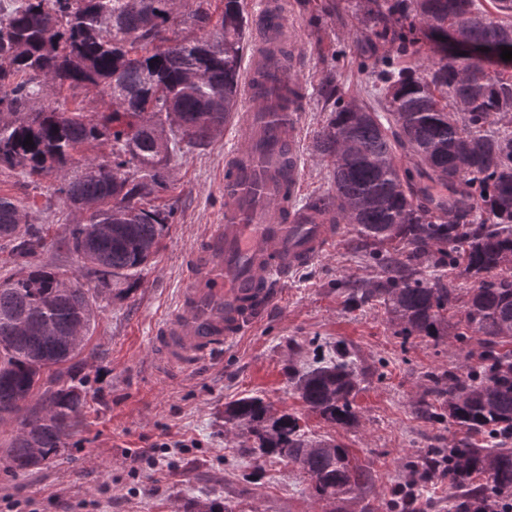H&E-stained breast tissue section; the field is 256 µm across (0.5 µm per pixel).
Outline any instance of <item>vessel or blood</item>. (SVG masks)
I'll use <instances>...</instances> for the list:
<instances>
[{
  "label": "vessel or blood",
  "mask_w": 512,
  "mask_h": 512,
  "mask_svg": "<svg viewBox=\"0 0 512 512\" xmlns=\"http://www.w3.org/2000/svg\"><path fill=\"white\" fill-rule=\"evenodd\" d=\"M280 0H262L261 26L283 27ZM267 45L257 40L245 84L250 107L238 115L262 152L231 150L224 163V215L190 255L187 286L176 310L155 336L157 357L179 371L208 361L266 312L279 286L297 269L330 251L336 227L312 223L296 208L299 190L300 114L261 112L254 83Z\"/></svg>",
  "instance_id": "obj_1"
}]
</instances>
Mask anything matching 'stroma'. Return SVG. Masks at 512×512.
Returning a JSON list of instances; mask_svg holds the SVG:
<instances>
[{
    "instance_id": "35a3bbf8",
    "label": "stroma",
    "mask_w": 512,
    "mask_h": 512,
    "mask_svg": "<svg viewBox=\"0 0 512 512\" xmlns=\"http://www.w3.org/2000/svg\"><path fill=\"white\" fill-rule=\"evenodd\" d=\"M355 0H284L288 26L299 35L306 59L301 83L315 88L336 78L343 99L364 97L358 73L366 61L365 35ZM327 113L312 96L301 112L303 196L331 189V164L313 152ZM244 133L225 128L208 145L174 156L173 183L156 199L173 207L164 247L125 298L102 301L88 346V408L73 447L49 464L14 474L7 448L16 432L0 423V512H183L195 497L236 504L240 512H339L316 500L305 474L291 463L256 464L224 432V406L258 395L296 414L308 436L331 437L361 464H372L369 498L381 504L403 480L402 460L434 447L465 442L456 425L416 418L429 372L466 374L473 339L453 335L439 342L398 336L384 306L350 305L347 285L371 277L359 235L343 226L333 250L296 270L276 304L227 349L193 371L171 374L154 362V336L175 310L186 283L187 259L224 211V156ZM56 181L24 187L21 176L0 174V195L23 202L29 220L61 236L77 215L54 194ZM357 352L366 377L355 398L358 422L334 426L306 411L288 383V370L331 355L335 345Z\"/></svg>"
}]
</instances>
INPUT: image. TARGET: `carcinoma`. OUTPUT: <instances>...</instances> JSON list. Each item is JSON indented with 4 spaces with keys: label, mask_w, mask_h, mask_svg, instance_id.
I'll return each instance as SVG.
<instances>
[{
    "label": "carcinoma",
    "mask_w": 512,
    "mask_h": 512,
    "mask_svg": "<svg viewBox=\"0 0 512 512\" xmlns=\"http://www.w3.org/2000/svg\"><path fill=\"white\" fill-rule=\"evenodd\" d=\"M358 0L363 28L384 47L361 66L366 97L340 101L313 149L332 163L333 190L309 208L330 224H350L365 240L375 275L351 289L357 304L382 303L398 334L437 341L463 309V331L480 349L468 374L427 375L418 410L481 437L430 448L404 463L407 475L387 512H436L426 492L448 482V512H500L512 497V73L492 60L448 57V27L463 39L512 38V0ZM249 29L241 0H15L0 6V172L55 193L80 214L59 239L30 223L20 200L0 196V252L16 273L0 282V422L17 431L8 469L48 463L83 425L89 375L82 354L99 301L126 297L158 252L173 209L152 201L170 186L171 157L210 143L239 106ZM424 68L408 58L422 41ZM274 61L261 91L288 72V47L269 38ZM84 94L41 106L47 94ZM301 86H282L281 108L299 107ZM32 138L29 145L26 138ZM108 144L102 159L75 158ZM413 157L399 165L397 149ZM451 190L435 200L429 184ZM57 246L73 254L86 283L36 258ZM476 287L461 294L444 268ZM365 368L344 345L336 358L288 371L305 408L342 428L358 420ZM225 432L258 461L296 464L319 501L343 512H372L370 470L347 448L308 437L300 419L260 396L224 409ZM187 512H235L196 499Z\"/></svg>",
    "instance_id": "cac0c4a2"
}]
</instances>
